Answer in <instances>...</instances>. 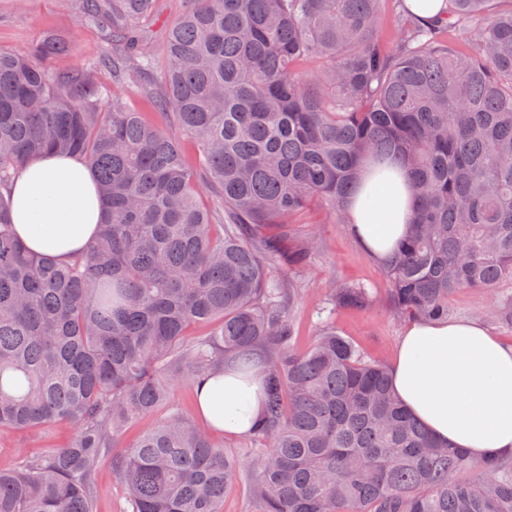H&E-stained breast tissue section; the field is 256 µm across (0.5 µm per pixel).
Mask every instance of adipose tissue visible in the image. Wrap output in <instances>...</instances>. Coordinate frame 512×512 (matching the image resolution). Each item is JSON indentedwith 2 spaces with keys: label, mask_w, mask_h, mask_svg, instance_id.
<instances>
[{
  "label": "adipose tissue",
  "mask_w": 512,
  "mask_h": 512,
  "mask_svg": "<svg viewBox=\"0 0 512 512\" xmlns=\"http://www.w3.org/2000/svg\"><path fill=\"white\" fill-rule=\"evenodd\" d=\"M363 191L349 204L354 236L387 258L412 213L404 170L358 171ZM16 235L36 257L63 262L87 249L101 221L94 173L75 157L31 159L11 186ZM402 404L439 441L474 459L512 457V345L477 321H410L388 368ZM264 404L262 373L235 364L211 372L197 390L201 417L215 430L244 435Z\"/></svg>",
  "instance_id": "adipose-tissue-1"
}]
</instances>
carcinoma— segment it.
<instances>
[{
  "instance_id": "carcinoma-1",
  "label": "carcinoma",
  "mask_w": 512,
  "mask_h": 512,
  "mask_svg": "<svg viewBox=\"0 0 512 512\" xmlns=\"http://www.w3.org/2000/svg\"><path fill=\"white\" fill-rule=\"evenodd\" d=\"M398 2L188 0L161 63L140 36L159 0H74L109 22L97 65L164 125L93 67L54 69L64 42L0 49V431L74 430L0 467V512H93L109 455L132 512H222L240 461L172 399L231 359L264 373L259 512H512V458L438 442L335 326L295 349L315 249L295 225L318 205L350 227L366 158L412 179L409 230L382 264L401 317L443 320L454 294L512 281V0H445L432 20ZM45 151L84 159L101 195L96 240L66 263L11 232L9 185ZM328 300L373 303L351 284Z\"/></svg>"
}]
</instances>
